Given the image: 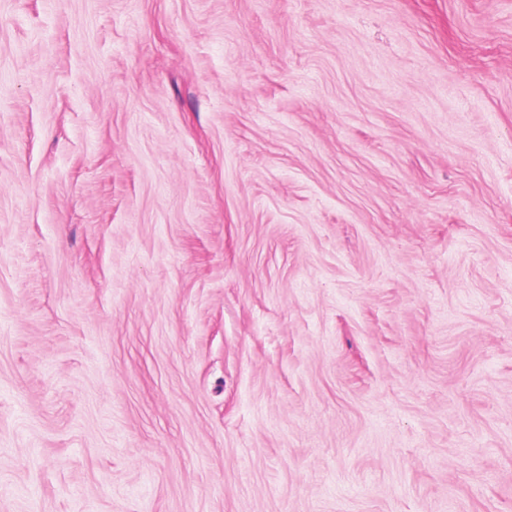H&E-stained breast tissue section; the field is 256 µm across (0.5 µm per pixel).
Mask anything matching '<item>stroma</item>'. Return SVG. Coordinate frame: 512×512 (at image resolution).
Masks as SVG:
<instances>
[{"mask_svg":"<svg viewBox=\"0 0 512 512\" xmlns=\"http://www.w3.org/2000/svg\"><path fill=\"white\" fill-rule=\"evenodd\" d=\"M0 512H512V0H0Z\"/></svg>","mask_w":512,"mask_h":512,"instance_id":"stroma-1","label":"stroma"}]
</instances>
